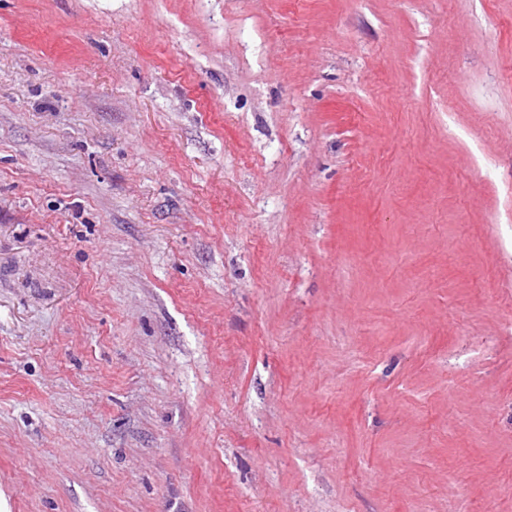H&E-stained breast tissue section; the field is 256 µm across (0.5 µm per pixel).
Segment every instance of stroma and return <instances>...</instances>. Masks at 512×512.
<instances>
[{
  "label": "stroma",
  "mask_w": 512,
  "mask_h": 512,
  "mask_svg": "<svg viewBox=\"0 0 512 512\" xmlns=\"http://www.w3.org/2000/svg\"><path fill=\"white\" fill-rule=\"evenodd\" d=\"M512 512V0H0V512Z\"/></svg>",
  "instance_id": "1"
}]
</instances>
